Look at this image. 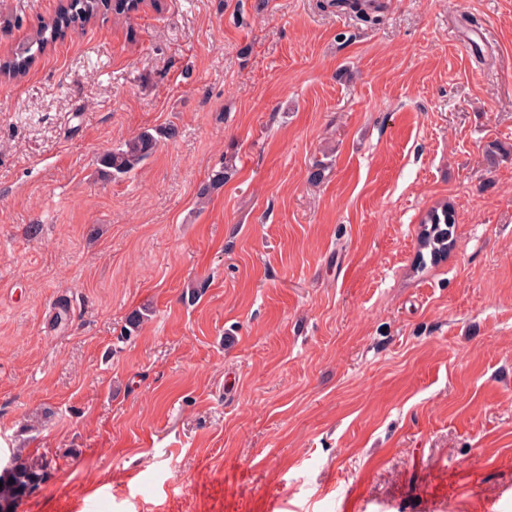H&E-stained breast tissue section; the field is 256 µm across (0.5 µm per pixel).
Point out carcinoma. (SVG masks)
I'll return each mask as SVG.
<instances>
[{
	"label": "carcinoma",
	"mask_w": 512,
	"mask_h": 512,
	"mask_svg": "<svg viewBox=\"0 0 512 512\" xmlns=\"http://www.w3.org/2000/svg\"><path fill=\"white\" fill-rule=\"evenodd\" d=\"M140 0H61L56 15L41 20L33 34L20 41L12 56L0 59V77L17 79L26 75L37 55L47 46L56 42L64 29L82 26L112 12L125 17L137 10ZM336 6L348 7L366 24L378 22L376 8L361 3V0H336ZM178 135L175 126L147 129L127 140L120 147L107 152L101 159L102 165L113 175H126L136 169L156 148L160 139H173ZM454 214L448 205L433 209L421 222L419 235L418 262L414 267L420 273L426 267L424 253L432 260L448 254L453 245ZM47 462L30 461L22 453L12 454L4 465H0V512H14L17 502L36 488L44 479Z\"/></svg>",
	"instance_id": "obj_1"
}]
</instances>
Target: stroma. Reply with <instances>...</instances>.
<instances>
[{
    "label": "stroma",
    "instance_id": "obj_1",
    "mask_svg": "<svg viewBox=\"0 0 512 512\" xmlns=\"http://www.w3.org/2000/svg\"><path fill=\"white\" fill-rule=\"evenodd\" d=\"M382 4L144 0L0 79L15 512H512V0ZM58 6L0 0V59ZM178 135L175 126L147 129L127 140L120 147L107 152L102 165L113 175H126L136 169L156 148L160 139H174ZM454 224L453 211L447 204L431 210L421 222L419 257L414 267L416 273L423 272L426 267L423 250H427L434 261L448 254V249L453 245ZM46 467V461H29L21 452L0 464V512H14L17 502L44 479Z\"/></svg>",
    "mask_w": 512,
    "mask_h": 512
}]
</instances>
